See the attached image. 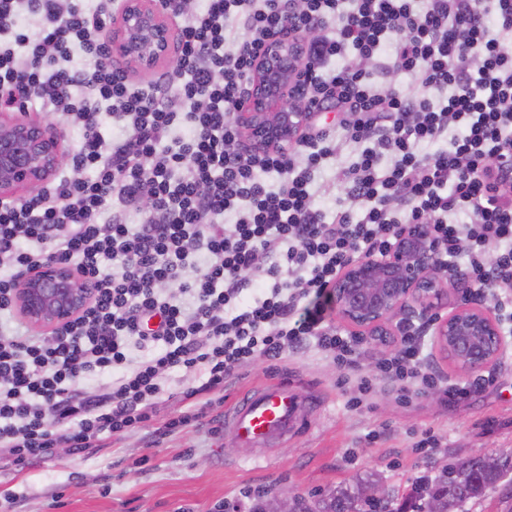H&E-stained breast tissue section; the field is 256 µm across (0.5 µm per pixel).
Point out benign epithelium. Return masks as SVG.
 <instances>
[{"label":"benign epithelium","mask_w":512,"mask_h":512,"mask_svg":"<svg viewBox=\"0 0 512 512\" xmlns=\"http://www.w3.org/2000/svg\"><path fill=\"white\" fill-rule=\"evenodd\" d=\"M112 53L144 73L177 65L172 36L148 0H128L112 32ZM304 71L298 43L272 39L257 59L250 91L236 110L243 141L263 152L290 147L314 113L288 96ZM55 125L33 121L9 108L0 111V200L41 189L65 163ZM338 324L371 347L389 346L399 336L430 333L435 346L469 375L490 368L505 346L496 312L473 289L468 273L440 261V247L426 224H406L384 254L349 262L329 284ZM91 292L77 273L59 262L26 273L14 306L46 335L72 321L89 304ZM360 499L386 502L389 490L375 482ZM296 498L275 496L265 512H294Z\"/></svg>","instance_id":"obj_1"}]
</instances>
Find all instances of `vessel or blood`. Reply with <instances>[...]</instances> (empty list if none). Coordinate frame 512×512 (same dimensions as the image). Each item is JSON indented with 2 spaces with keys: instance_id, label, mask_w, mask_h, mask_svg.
Masks as SVG:
<instances>
[{
  "instance_id": "vessel-or-blood-1",
  "label": "vessel or blood",
  "mask_w": 512,
  "mask_h": 512,
  "mask_svg": "<svg viewBox=\"0 0 512 512\" xmlns=\"http://www.w3.org/2000/svg\"><path fill=\"white\" fill-rule=\"evenodd\" d=\"M304 408V398L288 384L255 388L225 413L224 429L241 445L263 449L295 434L302 425Z\"/></svg>"
}]
</instances>
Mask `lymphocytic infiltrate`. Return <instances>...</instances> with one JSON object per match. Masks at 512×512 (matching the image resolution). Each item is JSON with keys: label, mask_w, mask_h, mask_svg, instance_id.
<instances>
[{"label": "lymphocytic infiltrate", "mask_w": 512, "mask_h": 512, "mask_svg": "<svg viewBox=\"0 0 512 512\" xmlns=\"http://www.w3.org/2000/svg\"><path fill=\"white\" fill-rule=\"evenodd\" d=\"M124 3L0 0V101L82 132L41 194L0 201V469L22 473L60 448L99 453L152 422L171 373L187 380L186 408L160 436L222 432L210 410L227 379L286 361L289 347L315 344L350 371L355 341L326 322L328 285L349 260L388 251L405 223L429 225L445 257L498 288L512 334V187L499 184L512 163V0H205L192 13L160 0L178 26V64L147 88L108 46ZM296 34L311 112L344 114L347 137L371 144L345 173L361 216L314 205L315 177L336 155L331 130L282 151L241 142L234 112L256 59ZM386 45L389 68L417 77L422 94L372 82L364 64ZM429 89L447 96L431 103ZM108 122L118 137L104 138ZM227 212L237 221L218 223ZM51 261L93 295L44 338L12 296ZM381 381L434 387L413 337L358 385Z\"/></svg>", "instance_id": "obj_1"}]
</instances>
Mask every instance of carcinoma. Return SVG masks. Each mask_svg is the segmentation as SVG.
Segmentation results:
<instances>
[{
  "label": "carcinoma",
  "mask_w": 512,
  "mask_h": 512,
  "mask_svg": "<svg viewBox=\"0 0 512 512\" xmlns=\"http://www.w3.org/2000/svg\"><path fill=\"white\" fill-rule=\"evenodd\" d=\"M487 457L469 458L463 462L448 466L433 489L419 498L426 496L440 501L442 512H454L461 502L478 498L486 492L496 489L499 481L508 470H512V456L498 458V463L489 465ZM300 512H386L385 507L376 503L361 501L351 492L340 489L317 506H307L297 502Z\"/></svg>",
  "instance_id": "carcinoma-1"
}]
</instances>
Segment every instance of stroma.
<instances>
[{"label":"stroma","instance_id":"stroma-1","mask_svg":"<svg viewBox=\"0 0 512 512\" xmlns=\"http://www.w3.org/2000/svg\"><path fill=\"white\" fill-rule=\"evenodd\" d=\"M316 124L336 136V158L316 179L315 203L330 214L345 195L343 172L364 146L346 138L335 113H323ZM507 341L487 371L492 386L434 401L424 393L402 398L382 383L363 395L359 410L348 406L359 395L357 381L345 380L314 346H305L276 371L254 365L224 389L228 404L244 390L277 381L317 397L308 411L310 429L272 449L273 467H256L254 448L221 434L188 428L152 448L149 429L136 428L93 456L75 459L61 448L21 475L0 473V488L15 496L11 503L0 497V512H225L231 506L251 512L259 491L315 503L367 477L388 485L396 510L419 484L436 482L439 464L512 452V335Z\"/></svg>","mask_w":512,"mask_h":512}]
</instances>
